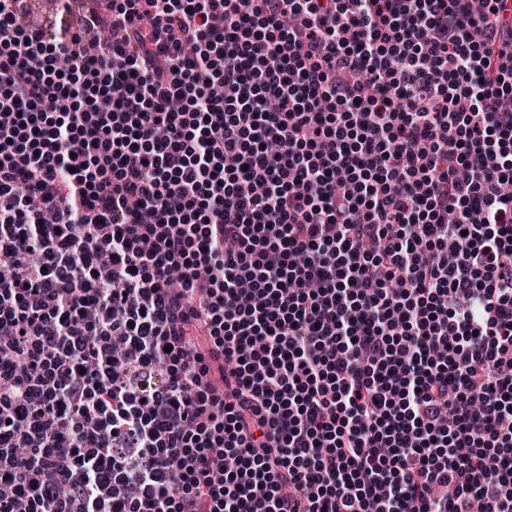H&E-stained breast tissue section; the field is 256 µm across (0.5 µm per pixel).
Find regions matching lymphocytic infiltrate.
Wrapping results in <instances>:
<instances>
[{
    "label": "lymphocytic infiltrate",
    "mask_w": 512,
    "mask_h": 512,
    "mask_svg": "<svg viewBox=\"0 0 512 512\" xmlns=\"http://www.w3.org/2000/svg\"><path fill=\"white\" fill-rule=\"evenodd\" d=\"M56 2L0 0V512H512V0Z\"/></svg>",
    "instance_id": "f902f5d3"
}]
</instances>
